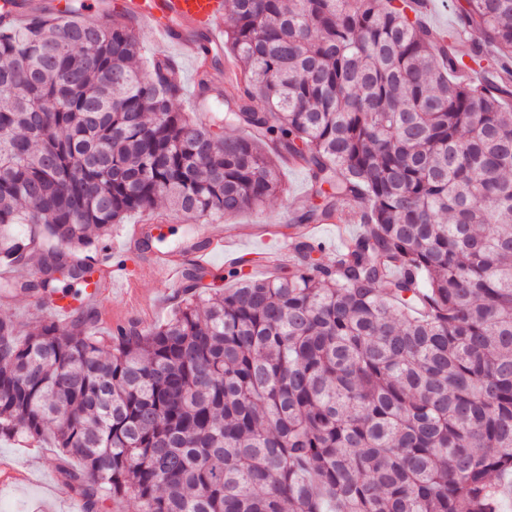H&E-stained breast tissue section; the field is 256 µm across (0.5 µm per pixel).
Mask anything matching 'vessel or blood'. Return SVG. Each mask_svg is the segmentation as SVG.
Masks as SVG:
<instances>
[{"instance_id": "vessel-or-blood-1", "label": "vessel or blood", "mask_w": 512, "mask_h": 512, "mask_svg": "<svg viewBox=\"0 0 512 512\" xmlns=\"http://www.w3.org/2000/svg\"><path fill=\"white\" fill-rule=\"evenodd\" d=\"M119 9L124 10L154 33L178 46L181 53L190 59L196 70L209 67L210 56L200 47L199 36H206L210 43L220 41L219 24L224 17V0H120ZM269 239L276 242L274 251L265 253L264 262L273 266L286 261L289 253L288 233L281 225L271 224L266 228ZM242 230L230 225L219 232H205L201 242H187L183 247L168 252H153L139 264L127 259L103 256L93 262L95 275L82 300L62 298L56 300L49 312L59 322H67L77 303L94 302L99 294L122 285L138 287L143 280L179 282L184 274L185 260L199 267L211 265L213 254H223L226 263L234 264L244 258L240 246Z\"/></svg>"}]
</instances>
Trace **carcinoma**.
<instances>
[{
    "label": "carcinoma",
    "mask_w": 512,
    "mask_h": 512,
    "mask_svg": "<svg viewBox=\"0 0 512 512\" xmlns=\"http://www.w3.org/2000/svg\"><path fill=\"white\" fill-rule=\"evenodd\" d=\"M0 26V281L79 297L132 212L190 223L310 173L292 272L198 290L142 332L0 318V440L49 442L82 512H500L512 494V0H464L447 48L414 0H224L240 94L205 122L139 65L120 10ZM476 31L477 41L466 35ZM492 60L485 79L467 78ZM232 127L235 133L220 130ZM362 226L336 259L301 231Z\"/></svg>",
    "instance_id": "cac0c4a2"
}]
</instances>
